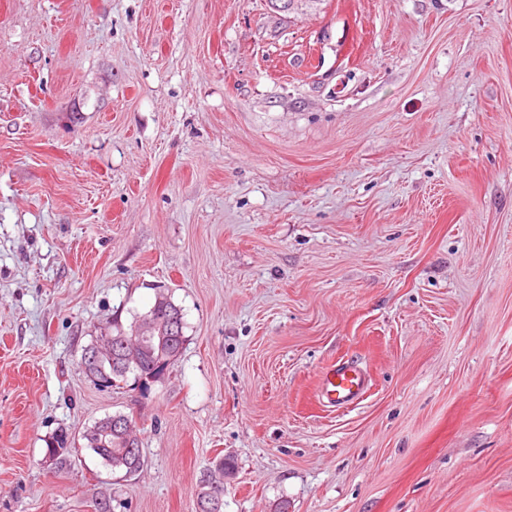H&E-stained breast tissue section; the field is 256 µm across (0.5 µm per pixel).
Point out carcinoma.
<instances>
[{
    "label": "carcinoma",
    "mask_w": 512,
    "mask_h": 512,
    "mask_svg": "<svg viewBox=\"0 0 512 512\" xmlns=\"http://www.w3.org/2000/svg\"><path fill=\"white\" fill-rule=\"evenodd\" d=\"M176 319V330L164 337L144 336L140 333L147 324L170 323ZM184 321L181 309L176 306L167 294H157L155 302L144 315H135L129 324H124L120 317L112 319L109 334L112 336L111 350L102 352L97 346L102 343L101 337L92 339L85 346L81 355L80 366L83 373L99 388H114L134 376L138 382L144 376V370L136 365H129L123 358V351L136 350L146 361L178 358L185 342L183 333ZM109 435H103L104 431ZM85 447L91 449L102 463L111 468L112 472H120L126 477L135 475L143 466L140 441L136 432L122 421L113 422L107 416L97 421L83 436ZM75 439L65 430L58 431L46 448L45 457L55 465H63L71 456ZM230 469V462L219 461L216 476H209L200 481L197 504L201 512H223L214 507V494H224V472Z\"/></svg>",
    "instance_id": "carcinoma-1"
}]
</instances>
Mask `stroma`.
Returning <instances> with one entry per match:
<instances>
[{
  "mask_svg": "<svg viewBox=\"0 0 512 512\" xmlns=\"http://www.w3.org/2000/svg\"><path fill=\"white\" fill-rule=\"evenodd\" d=\"M162 290L180 356L99 389ZM119 413L136 475L47 465ZM222 457L224 512H512V0H0V512H196ZM172 318L176 319V330L166 333L163 338L152 336L155 334L154 325H149L143 330L146 332L144 336L140 333L144 325L161 322L168 324ZM108 329L112 336L111 352H102L97 349V346L103 343L101 334V336H95L91 343L85 346L80 361L83 373L99 388L119 387L121 383L128 381L130 374L134 376L135 382L141 383L140 380L145 371L136 365L127 364L123 358L124 350L135 349L148 362L173 357L171 362L154 360L150 363L143 381L146 379L154 382L162 375L156 373L160 365L169 362L168 366L171 365L180 355L185 342L182 311L164 292L157 294L153 306L146 314L133 316L127 326L122 322L121 316H116ZM124 342L126 347H123ZM141 385L145 390L147 389L143 383ZM322 397L327 403L343 408L359 401L368 386L366 375L354 364H341L324 371L319 378ZM75 444V438L61 429L58 431L46 448L45 459L48 458L51 464L62 466L71 456L72 445Z\"/></svg>",
  "mask_w": 512,
  "mask_h": 512,
  "instance_id": "35a3bbf8",
  "label": "stroma"
}]
</instances>
